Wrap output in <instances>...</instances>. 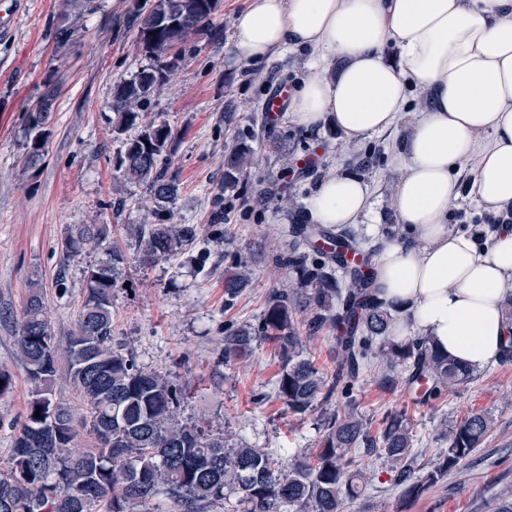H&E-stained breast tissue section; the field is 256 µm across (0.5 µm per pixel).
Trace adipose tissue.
<instances>
[{
  "instance_id": "1",
  "label": "adipose tissue",
  "mask_w": 512,
  "mask_h": 512,
  "mask_svg": "<svg viewBox=\"0 0 512 512\" xmlns=\"http://www.w3.org/2000/svg\"><path fill=\"white\" fill-rule=\"evenodd\" d=\"M233 25L231 64L309 54L291 97L299 125L329 122L362 139L399 123L422 91L425 107L394 156V209L411 235L383 238L372 286L400 312L394 335L431 338L473 369L497 361L512 334V225H496L482 245L449 230L448 207L467 165L476 202L512 211V0H249ZM388 45L396 59L385 58ZM370 197L355 174H330L308 211L343 227L366 215Z\"/></svg>"
}]
</instances>
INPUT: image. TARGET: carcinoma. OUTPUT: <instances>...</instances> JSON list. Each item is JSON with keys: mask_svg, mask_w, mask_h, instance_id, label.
<instances>
[{"mask_svg": "<svg viewBox=\"0 0 512 512\" xmlns=\"http://www.w3.org/2000/svg\"><path fill=\"white\" fill-rule=\"evenodd\" d=\"M218 4L154 0L140 17L137 48L156 60L166 56L174 45L209 25ZM176 61L174 57L144 68L119 82L112 103L115 137L141 126L138 134L123 141L117 178L146 184L168 212L178 195L169 159L174 133L165 123L140 125L139 108ZM54 98L55 90H47L27 117V165L32 169L44 159ZM249 154L245 147L231 149L224 188L236 184ZM325 231L323 224L312 225L291 250L276 256L293 273V283L270 299L257 325L225 333L216 366L240 356L254 340L273 344L281 362L274 380L276 397L300 416L313 410L319 398L349 387L368 366L385 380L403 368L407 385L425 387L430 398L474 379L475 370L441 352L433 341L391 335L392 315L370 288L372 254L363 252V267L349 266L346 256L356 242L350 233L336 232L334 257L323 256L315 240ZM133 235L142 261L155 264L182 253L197 239L198 228L172 222L139 224ZM89 246L99 257L84 270L85 300L66 345L56 341L39 284L30 286L16 319L14 339L31 383V399L9 465L0 470V512H213L233 495L244 512H347L370 486V472L360 458L374 456L391 463L403 497L410 499L457 469L486 439L488 417L467 416L448 430V449L433 469L414 482V436L400 413L387 415L375 432L352 408L330 415L323 420L317 448L286 461L267 448L228 443L224 430L212 429L203 418L184 422L177 417L178 408L192 397L193 387L178 386L112 347V298L123 286L125 264L112 242V225L71 228L60 247L62 266ZM247 280L245 262L228 266V298H234ZM304 298L314 307L312 328L330 323L344 330L330 377L304 356L293 319ZM61 380L85 398L82 417L55 397ZM84 435L92 445L81 448L79 438Z\"/></svg>", "mask_w": 512, "mask_h": 512, "instance_id": "obj_1", "label": "carcinoma"}]
</instances>
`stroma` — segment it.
Listing matches in <instances>:
<instances>
[{"instance_id": "1", "label": "stroma", "mask_w": 512, "mask_h": 512, "mask_svg": "<svg viewBox=\"0 0 512 512\" xmlns=\"http://www.w3.org/2000/svg\"><path fill=\"white\" fill-rule=\"evenodd\" d=\"M151 2L95 0L81 11L73 0H0V308L20 312L30 284L39 283L56 339L66 341L84 302L83 270L98 253L86 250L63 268L60 242L77 224L113 225L127 274L113 301L112 345L141 366L196 386L180 420L206 417L231 441L296 455L315 446L323 417L333 412L351 407L375 423L401 412L414 429L420 478L448 447L444 429L482 412L490 420L484 444L447 479L407 501L388 467L374 462L373 486L349 512H492L496 495L512 488V362L480 369L423 405L414 402L404 372L384 381L368 371L350 393L335 392L303 417L274 393L279 361L272 344L252 342L247 354L216 367L225 332L256 324L271 297L287 288L292 273L275 257L287 250L294 224L308 217L306 201L324 176L351 172L369 185L371 212L351 227L363 248L378 249L376 224L408 238L391 201L400 178L392 158L408 124L353 141L330 124L301 126L287 111L269 123L265 99L303 80L309 57L290 51L229 65L233 17L244 0H220L210 26L182 44L176 67L140 108L143 123H167L175 136L170 167L179 195L173 213L161 212L145 185L114 178L121 142L112 133L113 91L150 63L136 36L137 16ZM49 83L56 89L51 134L41 166L31 169L26 115ZM239 144L250 150L247 170L222 189L224 160ZM219 193L224 217L218 221ZM171 221L198 225L202 245L143 264L129 225ZM237 256L249 275L230 300L224 270ZM311 317L307 309L296 314L303 350L332 372L336 329H312ZM1 369L13 385L0 397V468L8 464L29 389L6 320L0 322Z\"/></svg>"}]
</instances>
